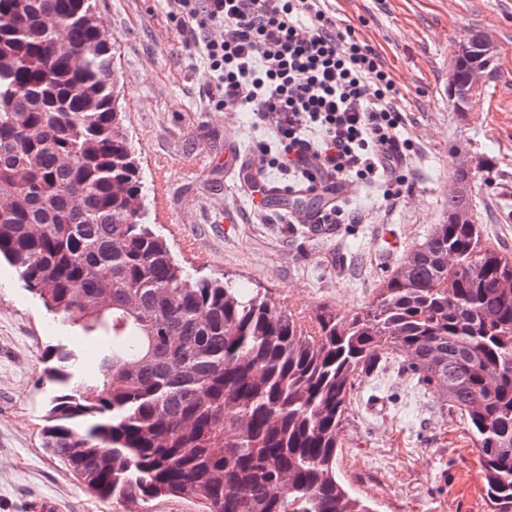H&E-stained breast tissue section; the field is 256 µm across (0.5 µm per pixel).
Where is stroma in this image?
Segmentation results:
<instances>
[{
	"mask_svg": "<svg viewBox=\"0 0 512 512\" xmlns=\"http://www.w3.org/2000/svg\"><path fill=\"white\" fill-rule=\"evenodd\" d=\"M112 34L123 131L140 162L148 217L173 253L201 274L266 291L310 319L327 308L350 316L378 295L385 277L448 216V185L463 147L475 217L491 244L512 254V0H331L339 26L373 46L392 75L420 149L407 203L385 214L377 189L352 186L349 208L365 224L310 235L280 206L256 215L249 189L223 166L227 142L252 153L263 133L244 112L210 103L201 63L182 43L165 0H98ZM484 33L496 70L477 110L456 112L446 89L456 42ZM62 343L97 367L81 330L51 321L13 268L0 266V512L50 500L54 512H200L184 498L129 507L89 494L45 448L53 386L45 354ZM336 475L376 512H487L478 453L462 421L441 409L399 360L352 392L338 434Z\"/></svg>",
	"mask_w": 512,
	"mask_h": 512,
	"instance_id": "1",
	"label": "stroma"
}]
</instances>
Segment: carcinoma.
<instances>
[{"label": "carcinoma", "mask_w": 512, "mask_h": 512, "mask_svg": "<svg viewBox=\"0 0 512 512\" xmlns=\"http://www.w3.org/2000/svg\"><path fill=\"white\" fill-rule=\"evenodd\" d=\"M473 61L455 59L452 100ZM98 0H0V259L98 347L48 350L46 447L92 494L202 512H373L336 479L346 400L389 355L461 415L512 512V254L437 224L351 315L306 323L190 273L149 224Z\"/></svg>", "instance_id": "obj_1"}]
</instances>
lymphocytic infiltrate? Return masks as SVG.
<instances>
[{"label":"lymphocytic infiltrate","instance_id":"1","mask_svg":"<svg viewBox=\"0 0 512 512\" xmlns=\"http://www.w3.org/2000/svg\"><path fill=\"white\" fill-rule=\"evenodd\" d=\"M216 107L250 113L265 167L295 185L379 187L386 211L413 189L419 149L377 51L340 29L329 0H166Z\"/></svg>","mask_w":512,"mask_h":512}]
</instances>
